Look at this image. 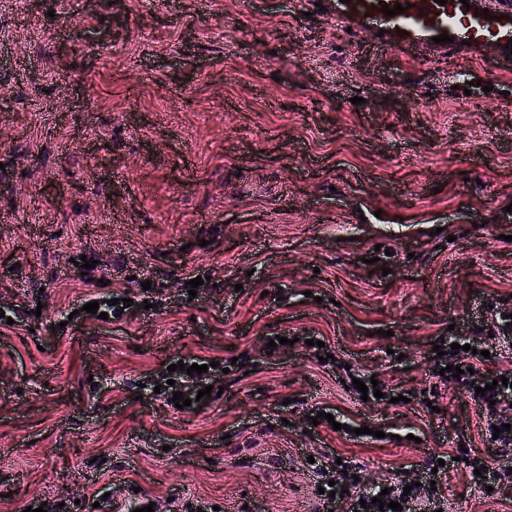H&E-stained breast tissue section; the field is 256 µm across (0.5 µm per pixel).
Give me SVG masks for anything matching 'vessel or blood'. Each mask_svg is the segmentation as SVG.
I'll return each instance as SVG.
<instances>
[{
  "mask_svg": "<svg viewBox=\"0 0 512 512\" xmlns=\"http://www.w3.org/2000/svg\"><path fill=\"white\" fill-rule=\"evenodd\" d=\"M396 0H326L332 20L352 36L400 51L422 48L432 54L479 56L489 44L500 50L505 64H512V0H409L403 13L387 16L382 4ZM448 42H441V35Z\"/></svg>",
  "mask_w": 512,
  "mask_h": 512,
  "instance_id": "1",
  "label": "vessel or blood"
}]
</instances>
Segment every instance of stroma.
Returning a JSON list of instances; mask_svg holds the SVG:
<instances>
[{
  "instance_id": "stroma-1",
  "label": "stroma",
  "mask_w": 512,
  "mask_h": 512,
  "mask_svg": "<svg viewBox=\"0 0 512 512\" xmlns=\"http://www.w3.org/2000/svg\"><path fill=\"white\" fill-rule=\"evenodd\" d=\"M509 98L495 46L374 49L315 0H28L1 19L0 309L30 313L0 325V512L146 494L314 512L327 448L370 485L461 444L486 457L431 353L512 313ZM115 291L127 315L70 319ZM276 335L292 342L268 353ZM189 356L230 361L205 379L221 396L143 392ZM353 371L413 399L360 403L338 386ZM321 408L352 434L313 425ZM440 492L447 512H512V484L477 492L460 463Z\"/></svg>"
}]
</instances>
